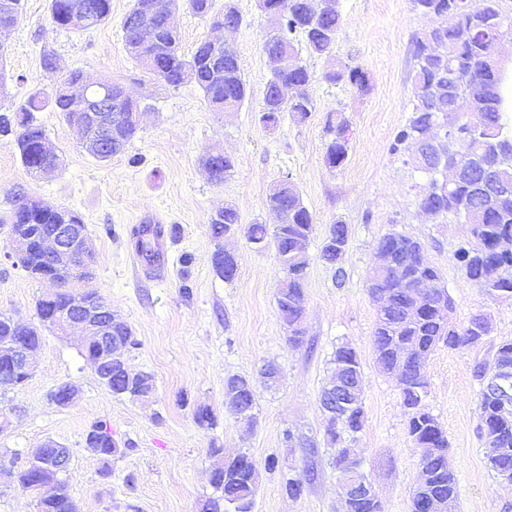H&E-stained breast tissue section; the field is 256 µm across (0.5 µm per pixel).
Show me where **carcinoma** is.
<instances>
[{"label":"carcinoma","instance_id":"cac0c4a2","mask_svg":"<svg viewBox=\"0 0 512 512\" xmlns=\"http://www.w3.org/2000/svg\"><path fill=\"white\" fill-rule=\"evenodd\" d=\"M83 2L89 22H71V0H51L52 22L80 31L99 25L110 16V0ZM413 3L421 14L435 17L440 23L415 38L412 112L407 124L396 134L393 149L412 156L414 144L433 130L435 104L446 111L455 100L457 88L469 84L481 86L482 94L469 102L468 112L454 134L461 156L472 169L471 178L449 188L444 198L434 190L438 182L435 166L422 159L414 162L416 169L428 177L419 205L430 209L433 215H451L462 221L467 227V241L466 246L459 249V256L466 275L495 298L512 297V272L495 275V268L501 262L512 264V193L491 196L483 192V182L490 177L512 184V116L502 109L503 73L490 56L493 40L512 38V17L503 11L500 0H466L463 6L458 0H413ZM187 4L195 15L213 24L226 17L238 25L243 23L242 15L231 3L224 4L222 11L215 10L214 0H187ZM259 7L273 20V29L263 43L265 53H274L283 47L295 50L293 40L301 34L309 54L331 55L340 28V14H314L307 9L305 0H259ZM19 10L20 0H0V29L13 28ZM167 16V0H134L122 22L125 46L133 48L130 55L155 79L169 86L195 84L203 94L205 105L213 112H223L228 107L239 109L249 95V88L235 48L227 44L224 54L214 58L210 56L208 40L204 39L191 55L185 56L180 51L179 35L169 26ZM80 76L81 72L72 71L60 78L50 97L55 110L68 123L71 122L68 89ZM324 78L335 84L348 83L359 90L367 86L365 74L358 66L330 68ZM310 79L305 66L271 77L264 89L258 122L266 128L276 127L286 112L301 121L307 119L313 112L306 93ZM288 84L298 86L300 94L296 97L277 94L278 86ZM104 89L108 91L112 127L89 129L91 137L100 143L99 151L93 154L99 161L122 153L139 130L138 103L123 96L117 85ZM104 89H93L89 95L96 96ZM43 102L44 98L35 92L13 112L0 113V136H14L20 160L35 179L41 178L44 167L61 166L59 154L47 157L38 153L46 133L35 112L42 109ZM327 132L331 139L325 162L336 168L347 155L349 124L345 118L337 117L328 121ZM203 164L216 184L224 183L234 168L232 158L227 155L209 154ZM267 205L278 214L280 224L272 231L265 224H249L244 227V235L256 250L269 247L275 250L284 274L277 292V306L288 323L289 342L299 346L303 343L300 320L306 303L305 278L315 224L297 187L290 183L274 186L267 196ZM11 206L10 235L18 224H36L40 232L50 235L65 222L82 223V218L73 210L44 205L26 191L15 194ZM239 228V214L229 205L217 210L209 220V231L216 242ZM165 234L173 238L177 229L141 224L131 229L130 239L136 253L153 263L158 255L155 241ZM326 238L336 241L338 247H321L320 258L334 266L343 253L340 245L345 243L344 225L339 222L329 225ZM377 247L389 250L392 263L384 271H372L369 277L370 293L384 292L389 296V304L378 309L371 338L373 353L378 367L384 369L396 364L402 369L398 388L404 406L411 410L407 433L414 447L422 449L420 479L411 495L410 512H423V505L432 499L444 502L447 512H455L457 478L448 468V436L424 403L427 380L423 361L440 346L474 347L471 337L478 335V330L490 327V322L479 314L463 325L448 329L440 304H446L450 310L453 304L447 289L440 285L439 272L425 261L422 243L408 235L386 234L377 241ZM92 261L93 257L88 255L66 265H57L45 253L34 249L13 262L28 277L46 281L54 290L37 301V325H21L0 314V364L10 358L11 342L19 340L37 348L43 331L59 330L67 319L79 312L82 304L106 303L97 290L78 287V283L90 279ZM213 267L219 276L230 281L236 275L238 259L219 247L213 254ZM423 280H431L437 287L414 295L413 286ZM112 342L127 344L129 353L140 345L133 329L125 322L112 328ZM125 362L124 358H114L112 369L101 366L100 374L104 376L101 383L114 395L133 400L149 397L155 388L153 375L128 371ZM331 363L336 367L347 366L349 379L363 388L362 366L354 348L336 347ZM502 366L512 369V339L501 341L490 358L477 361L474 376L482 382L487 377L498 376V368ZM256 396L252 381L240 377L224 386V410L236 421L251 425L255 419ZM478 410L479 437L487 447L503 449L500 457L488 459L490 469L498 476L504 472L512 474V406L503 408L493 392L483 389ZM364 422L363 398L359 395L346 409L342 421H328L324 429L327 442L335 450V460H341L345 449H352L353 464L359 476L363 475L362 459L355 443ZM85 443L88 448L99 449L103 457L117 452L112 432L101 422L90 427ZM210 453L222 456V461L214 469L216 496L202 504L201 512H253L256 464L242 453L226 457L221 448H212ZM39 461H50L48 451L42 447L33 449L25 465L12 474L13 481L22 490L33 491ZM37 506L38 512H78L68 485L61 478L57 480L55 494L37 501Z\"/></svg>","mask_w":512,"mask_h":512}]
</instances>
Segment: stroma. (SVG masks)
I'll return each instance as SVG.
<instances>
[{
	"label": "stroma",
	"instance_id": "35a3bbf8",
	"mask_svg": "<svg viewBox=\"0 0 512 512\" xmlns=\"http://www.w3.org/2000/svg\"><path fill=\"white\" fill-rule=\"evenodd\" d=\"M243 17L232 33L212 27L178 0L172 22L183 54L204 39L229 38L251 95L237 112L210 111L195 84L172 88L158 83L128 54L122 21L133 0H111L101 25L74 31L53 24L50 0H22V12L0 55V111L15 109L38 89H51L59 76L80 70L93 83L123 86L141 108L140 129L125 151L101 162L81 146V134L52 107L36 117L61 157L60 169L32 180L12 138L0 139V313L23 325L37 321L36 302L49 285L14 267L8 238L10 200L25 189L44 203L67 207L82 217L95 255L91 284L131 325L140 346L131 353L133 370L151 372L156 393L147 402L113 396L83 354L84 338L74 332L45 333L35 354L36 371L20 389L0 395V414L10 426L0 431V512H37L33 494L22 492L8 473L48 441L70 448L64 478L80 512H200L214 496L211 447L247 453L258 483L254 512H343L347 478L324 441L318 396L336 346L357 351L364 375V428L358 435L362 468L383 512H409L419 478V451L410 441L408 412L395 380L374 360L371 334L377 307L367 288L377 261L376 243L390 232L424 245L430 265L442 274L464 324L488 317L485 345L436 349L424 366L425 403L448 435V464L457 477L458 512H512V484L487 466L488 450L477 436L481 390L473 375L476 359L489 344L512 338V300L490 298L468 279L458 258L464 227L451 216L422 213L419 200L427 180L404 153L394 151L396 133L412 108L413 42L430 18L412 0H340L341 27L330 57L309 55L303 36L294 45L313 78L307 88L314 110L299 122L284 115L276 128L259 124L257 113L271 76L263 51L270 21L257 0H233ZM53 54L55 71L42 58ZM338 65L361 67L365 91L323 78ZM344 116L350 149L341 167L324 162L328 118ZM232 157L234 169L223 184L211 183L205 155ZM291 179L315 222L305 282L304 340L288 342L277 291L283 273L274 250L250 248L243 234L215 243L211 215L234 205L242 224L275 225L267 206L273 184ZM348 228L340 261L343 282L319 258L333 223ZM136 224L176 225L167 240V268L156 279L144 275L129 241ZM238 256L233 280L212 266L217 245ZM191 254L183 271L182 254ZM188 285L191 297L180 294ZM281 369L274 389L258 388L256 422L245 427L224 411V380L257 377L264 363ZM68 384L74 402L57 407L49 395ZM208 407L215 424L196 423L197 407ZM107 422L119 446L109 458L89 451L85 436L97 421ZM315 439V446L288 447L284 431ZM309 477L303 495L290 498L284 475Z\"/></svg>",
	"mask_w": 512,
	"mask_h": 512
}]
</instances>
